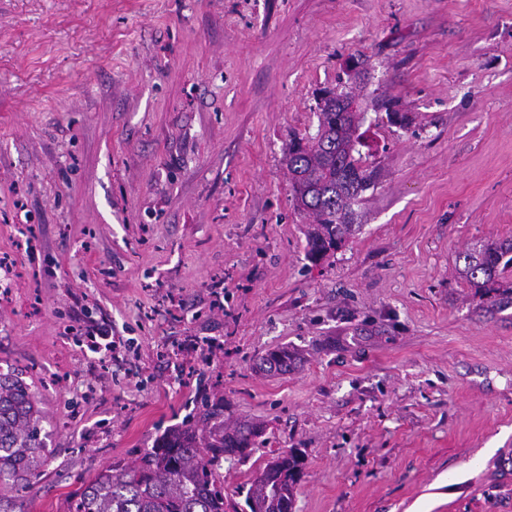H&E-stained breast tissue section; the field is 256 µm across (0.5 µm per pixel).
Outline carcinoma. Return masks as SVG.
Here are the masks:
<instances>
[{"mask_svg":"<svg viewBox=\"0 0 512 512\" xmlns=\"http://www.w3.org/2000/svg\"><path fill=\"white\" fill-rule=\"evenodd\" d=\"M350 92L330 91L321 102L314 138H292L285 155L299 211L314 217L307 256L321 259L356 231L353 206L373 185L374 172L354 159L362 144L364 113L348 110ZM459 275L475 292L497 295L491 302L512 304V239L483 242L459 256ZM286 349L268 352L271 371L286 372ZM224 404L206 405L198 420L156 438L132 461H116L85 479L66 501V512H224V456H249L259 430L216 422ZM40 416L31 386L13 371L0 372V512H15L23 493L45 472L53 450L41 437ZM303 455L296 449L268 462L246 492L248 505L265 512H295Z\"/></svg>","mask_w":512,"mask_h":512,"instance_id":"cac0c4a2","label":"carcinoma"}]
</instances>
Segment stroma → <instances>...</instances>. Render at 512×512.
Wrapping results in <instances>:
<instances>
[{"label":"stroma","mask_w":512,"mask_h":512,"mask_svg":"<svg viewBox=\"0 0 512 512\" xmlns=\"http://www.w3.org/2000/svg\"><path fill=\"white\" fill-rule=\"evenodd\" d=\"M357 60L375 185L314 263L285 152ZM505 238L512 0H0V372L55 451L25 512L206 400L263 429L237 512L292 448L296 512H512V304L457 271Z\"/></svg>","instance_id":"stroma-1"}]
</instances>
